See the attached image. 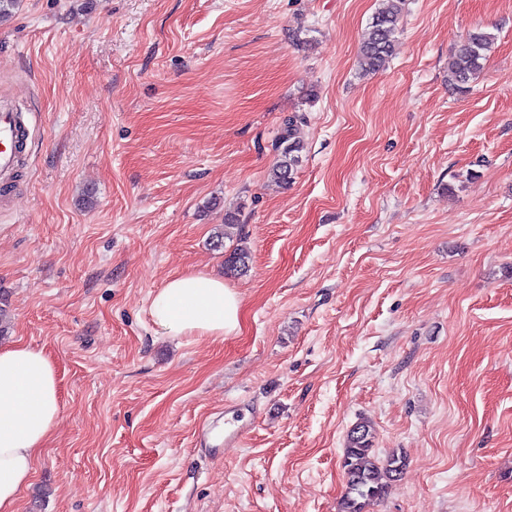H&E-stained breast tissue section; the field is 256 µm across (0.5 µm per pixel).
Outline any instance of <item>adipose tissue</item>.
Returning a JSON list of instances; mask_svg holds the SVG:
<instances>
[{
  "instance_id": "obj_1",
  "label": "adipose tissue",
  "mask_w": 512,
  "mask_h": 512,
  "mask_svg": "<svg viewBox=\"0 0 512 512\" xmlns=\"http://www.w3.org/2000/svg\"><path fill=\"white\" fill-rule=\"evenodd\" d=\"M157 333L221 337L240 321V297L203 273L168 281L150 301ZM58 378L43 352L24 344L0 349V512H17L40 448L60 418Z\"/></svg>"
}]
</instances>
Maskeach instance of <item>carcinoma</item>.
<instances>
[{"label":"carcinoma","mask_w":512,"mask_h":512,"mask_svg":"<svg viewBox=\"0 0 512 512\" xmlns=\"http://www.w3.org/2000/svg\"><path fill=\"white\" fill-rule=\"evenodd\" d=\"M403 0H382L360 46L361 66L367 71L384 67L393 54L399 30ZM495 42L494 34L482 29L470 32L456 45L448 58V83L455 89L466 88L484 68ZM300 116L288 117L276 144L279 159L272 170L277 182L286 185L300 163L303 146L294 138V127ZM249 253L235 249L224 257L225 272H240L248 266ZM346 490L341 512H365V508L386 496L392 482L406 468L404 456L395 452L379 458L373 448L372 427L360 421L349 431L342 456Z\"/></svg>","instance_id":"1"}]
</instances>
